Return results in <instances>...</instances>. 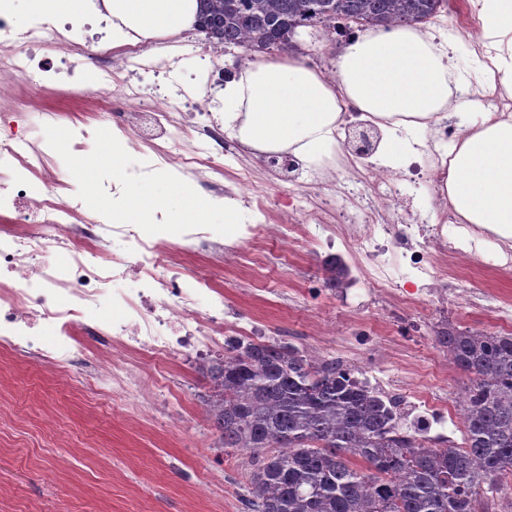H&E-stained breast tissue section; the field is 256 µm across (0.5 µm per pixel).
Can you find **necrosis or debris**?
<instances>
[{
	"label": "necrosis or debris",
	"mask_w": 512,
	"mask_h": 512,
	"mask_svg": "<svg viewBox=\"0 0 512 512\" xmlns=\"http://www.w3.org/2000/svg\"><path fill=\"white\" fill-rule=\"evenodd\" d=\"M89 16L95 40L103 44L97 70L86 80L92 98L115 94L121 100L119 123L104 119L98 126L78 129L68 146L78 156L106 142L118 128L131 153L139 155L142 176L173 167L201 179L215 198L224 185L216 181L215 151L229 153L236 142L224 138V115L211 95L200 94L177 80L178 60L144 59L140 46L124 49L126 63L112 59L106 45V9L92 0ZM75 45L57 28L33 25L9 45L0 47V81L15 89L0 100V352L37 356L67 383L81 382L78 370L84 341L96 340L90 391L138 423L156 418L158 394L165 388L167 367L191 352L209 359L223 352L229 340H245L248 329L224 323V291L213 270L240 264L264 267L273 254H261L260 242H289L298 224L315 220L301 211L298 224H246L235 245L224 242L210 224H185L181 234L205 266L183 261L170 243L148 237L135 224H111L102 213L84 211L67 191L50 148L27 137L25 119L36 113L46 124L64 120L50 106L62 79L74 75ZM167 79L152 95L142 92L145 75ZM157 131L147 140V128ZM396 172L371 169L367 189L374 209L349 216L338 233L352 254L366 256L368 279L387 284L403 271L441 284L439 259L463 255L465 245L436 232L431 245H419L420 227L406 224L396 242L400 261L388 257L381 240L389 228V209L396 191ZM66 254L57 263V254ZM131 287H124V280ZM111 316L102 321L101 309ZM51 346H44V338Z\"/></svg>",
	"instance_id": "1"
}]
</instances>
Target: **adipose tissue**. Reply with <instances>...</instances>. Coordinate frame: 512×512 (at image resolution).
<instances>
[{
  "label": "adipose tissue",
  "instance_id": "obj_1",
  "mask_svg": "<svg viewBox=\"0 0 512 512\" xmlns=\"http://www.w3.org/2000/svg\"><path fill=\"white\" fill-rule=\"evenodd\" d=\"M112 15V46L150 44L193 31L196 0H105ZM481 33L473 76L480 87L512 97V0H477ZM333 76L301 57L257 56L224 84V133L263 155L289 153L303 163L335 156L346 111L382 132L377 158L395 162L413 140L390 122L398 116L449 118L464 108L453 90L463 75L452 47L419 28L370 29L340 49ZM445 190L462 223L512 242V114L479 112L448 160ZM171 224L204 222L210 208L190 181L156 174L116 223L140 221L155 201Z\"/></svg>",
  "mask_w": 512,
  "mask_h": 512
}]
</instances>
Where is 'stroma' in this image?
Here are the masks:
<instances>
[{"instance_id": "1", "label": "stroma", "mask_w": 512, "mask_h": 512, "mask_svg": "<svg viewBox=\"0 0 512 512\" xmlns=\"http://www.w3.org/2000/svg\"><path fill=\"white\" fill-rule=\"evenodd\" d=\"M480 26L477 14L461 19L448 11L425 24L453 43L455 62L464 71L473 66L465 30ZM63 88L73 96L66 104L68 118L46 125L30 116L27 135L56 146L54 159L67 172L73 195L91 207L100 179L111 176L112 169L104 165L88 175L70 174L65 148L73 127L97 123L101 107L75 102L82 84L67 82ZM221 162L226 188H233L236 175L248 172L263 195L266 212H259L255 201L246 205L251 222L277 224L287 218L300 194L287 172L244 148ZM436 190L432 178L404 172L392 228L410 217L439 223L432 205ZM265 247L282 254L296 272L284 280L276 269H267L256 289L248 285L249 269L216 272L230 320L263 324L268 340L358 368L369 385L401 399L406 424L417 426L428 443L461 445L460 417L449 410L443 418L432 417L421 402L455 400L466 380L438 344L439 331L498 334L507 329L497 307L488 303L493 297L497 306L512 308V266L495 264L499 238L486 241L478 258H459L449 267L448 284L462 286L466 295L444 305L437 303L425 276L403 275L387 288L367 284L364 259L349 255L338 241L304 237L286 248L271 240ZM332 257L347 266L348 285H326L325 262ZM327 322L335 323V335L318 334ZM197 364L185 355L171 366L168 418L133 427L124 413L53 380L36 361L0 355V512H23L30 503L42 512H245L248 455L215 447L202 405L209 382ZM202 484L207 492L201 496Z\"/></svg>"}]
</instances>
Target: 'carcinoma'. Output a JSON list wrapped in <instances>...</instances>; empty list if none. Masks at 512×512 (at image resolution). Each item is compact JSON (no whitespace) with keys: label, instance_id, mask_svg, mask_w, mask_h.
I'll list each match as a JSON object with an SVG mask.
<instances>
[{"label":"carcinoma","instance_id":"carcinoma-1","mask_svg":"<svg viewBox=\"0 0 512 512\" xmlns=\"http://www.w3.org/2000/svg\"><path fill=\"white\" fill-rule=\"evenodd\" d=\"M197 31L225 51L270 53L302 28L335 40L336 21L360 30L415 26L448 0H200ZM326 283L345 267L327 263ZM438 342L467 377L460 446L436 448L400 422L401 400L334 359L284 342H238L204 363L205 413L220 447L252 455L250 512H477L483 491L512 482V334L444 331Z\"/></svg>","mask_w":512,"mask_h":512}]
</instances>
